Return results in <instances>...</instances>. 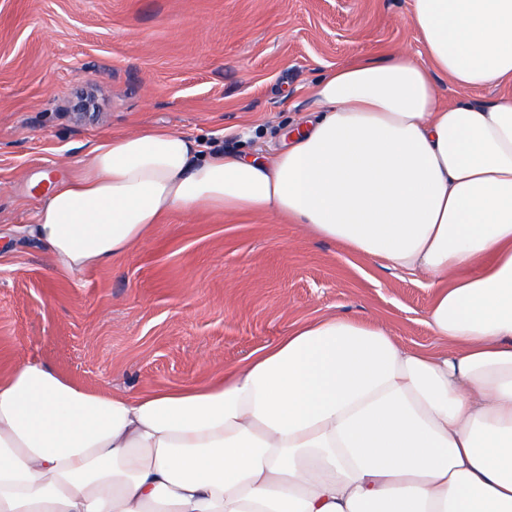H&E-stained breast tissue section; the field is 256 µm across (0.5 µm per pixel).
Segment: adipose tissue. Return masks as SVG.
I'll return each mask as SVG.
<instances>
[{
    "mask_svg": "<svg viewBox=\"0 0 512 512\" xmlns=\"http://www.w3.org/2000/svg\"><path fill=\"white\" fill-rule=\"evenodd\" d=\"M407 22L423 59L325 73L272 159L141 127L93 144L25 231L72 276L173 215L296 224L426 278L448 349L331 315L180 389L20 364L0 376V512H512V0H411ZM486 87L506 93L468 99Z\"/></svg>",
    "mask_w": 512,
    "mask_h": 512,
    "instance_id": "adipose-tissue-1",
    "label": "adipose tissue"
}]
</instances>
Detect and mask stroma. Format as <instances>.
<instances>
[{
	"instance_id": "1",
	"label": "stroma",
	"mask_w": 512,
	"mask_h": 512,
	"mask_svg": "<svg viewBox=\"0 0 512 512\" xmlns=\"http://www.w3.org/2000/svg\"><path fill=\"white\" fill-rule=\"evenodd\" d=\"M409 0H0V372L30 359L134 394L200 384L327 315L436 346L417 277L273 219L174 216L110 266L58 274L20 232L91 143L166 127L271 157L304 86L360 55L421 49ZM99 117L76 121L81 89Z\"/></svg>"
}]
</instances>
